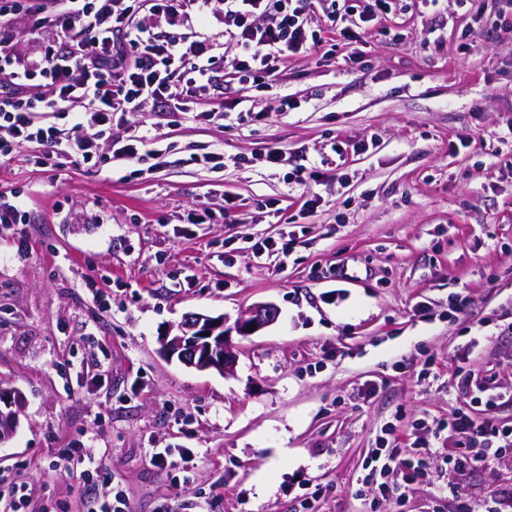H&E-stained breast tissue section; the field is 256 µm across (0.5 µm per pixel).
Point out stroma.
Listing matches in <instances>:
<instances>
[{
    "label": "stroma",
    "instance_id": "1",
    "mask_svg": "<svg viewBox=\"0 0 512 512\" xmlns=\"http://www.w3.org/2000/svg\"><path fill=\"white\" fill-rule=\"evenodd\" d=\"M278 92L299 109L261 121L193 122L137 112L161 159L100 171L0 161V389L23 397L0 471L21 468L26 512H86L91 495L65 451L91 440L129 512H359L357 480L382 428L408 444L468 407L452 354L512 390V0H396L361 57L342 48L288 63ZM368 144L359 153L360 144ZM219 147L218 166L200 160ZM279 148L283 163L258 157ZM319 165L320 202L302 212L285 179ZM235 209L225 210V198ZM217 220L191 223L203 210ZM27 240L19 250V240ZM285 245L257 258L254 241ZM94 277L105 293L85 289ZM276 323L235 333L252 305ZM459 312H452L454 303ZM224 318L233 371L161 352L184 314ZM430 375L419 378L422 368ZM194 453L154 467L153 447ZM477 498L512 487V458L464 471Z\"/></svg>",
    "mask_w": 512,
    "mask_h": 512
}]
</instances>
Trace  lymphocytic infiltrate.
Wrapping results in <instances>:
<instances>
[{"instance_id": "obj_1", "label": "lymphocytic infiltrate", "mask_w": 512, "mask_h": 512, "mask_svg": "<svg viewBox=\"0 0 512 512\" xmlns=\"http://www.w3.org/2000/svg\"><path fill=\"white\" fill-rule=\"evenodd\" d=\"M185 0H0V158L30 149L35 166L65 159L87 169L103 166L101 142L116 155L141 163L155 136L131 122L134 112L165 103L169 111L193 120H223L234 105L207 97L217 67L208 33V18L224 26V48L234 52L231 78L240 87L239 102L251 91L280 82L290 58L320 50L324 39L313 27V12L336 20V0H192L195 16H187ZM392 0H352L345 5L348 25L337 35L358 60L369 25L387 15ZM36 26L53 23L56 45L29 59L13 50L12 23L18 11ZM165 20L172 32L159 34ZM48 114L68 117L67 128L45 122ZM461 385L480 404L484 420L469 410L449 412L440 429L458 438L456 453L431 448L414 436L405 448L373 449L361 478L362 488L382 497L401 485L430 483L432 468L458 474L481 468L512 452V425H503L494 410L512 399L495 379L466 370Z\"/></svg>"}]
</instances>
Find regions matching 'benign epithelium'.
Listing matches in <instances>:
<instances>
[{
  "label": "benign epithelium",
  "instance_id": "7a95c632",
  "mask_svg": "<svg viewBox=\"0 0 512 512\" xmlns=\"http://www.w3.org/2000/svg\"><path fill=\"white\" fill-rule=\"evenodd\" d=\"M278 316L275 305L256 304L237 322V330L241 335L249 336L275 323ZM161 346L165 355L198 370L215 369L227 373L233 370L236 363V354L228 344L222 317L188 314L178 325V334L163 337ZM6 403L11 412L0 416V442L14 433L20 411V395L6 400Z\"/></svg>",
  "mask_w": 512,
  "mask_h": 512
}]
</instances>
